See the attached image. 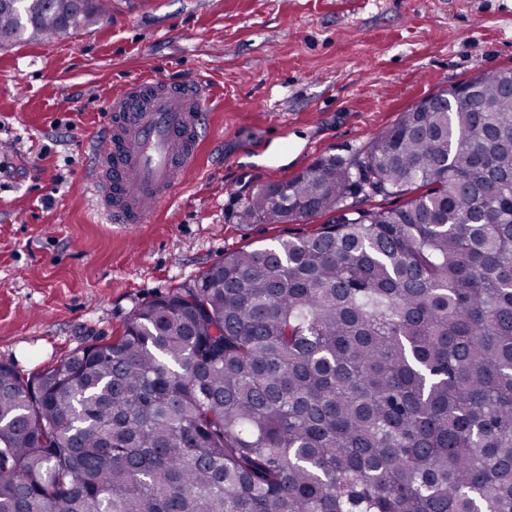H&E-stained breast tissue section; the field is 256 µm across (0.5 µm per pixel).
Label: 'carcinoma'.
Wrapping results in <instances>:
<instances>
[{"label":"carcinoma","instance_id":"1","mask_svg":"<svg viewBox=\"0 0 512 512\" xmlns=\"http://www.w3.org/2000/svg\"><path fill=\"white\" fill-rule=\"evenodd\" d=\"M110 7L0 0V42ZM510 83L443 89L238 214H334L314 232L29 377L0 362V512H512Z\"/></svg>","mask_w":512,"mask_h":512}]
</instances>
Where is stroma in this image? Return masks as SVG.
<instances>
[{
  "label": "stroma",
  "instance_id": "stroma-1",
  "mask_svg": "<svg viewBox=\"0 0 512 512\" xmlns=\"http://www.w3.org/2000/svg\"><path fill=\"white\" fill-rule=\"evenodd\" d=\"M512 70V0H112L66 38L0 45V362L23 375L108 342L136 305L322 214L242 224L258 190L364 150L420 100ZM196 75L212 103L195 168L147 224L82 195L119 84ZM287 162L262 156L280 140Z\"/></svg>",
  "mask_w": 512,
  "mask_h": 512
}]
</instances>
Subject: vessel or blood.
<instances>
[{
    "mask_svg": "<svg viewBox=\"0 0 512 512\" xmlns=\"http://www.w3.org/2000/svg\"><path fill=\"white\" fill-rule=\"evenodd\" d=\"M210 101L201 79L139 77L112 95L85 181L87 196L108 223H144L170 202L195 160Z\"/></svg>",
    "mask_w": 512,
    "mask_h": 512,
    "instance_id": "vessel-or-blood-1",
    "label": "vessel or blood"
}]
</instances>
